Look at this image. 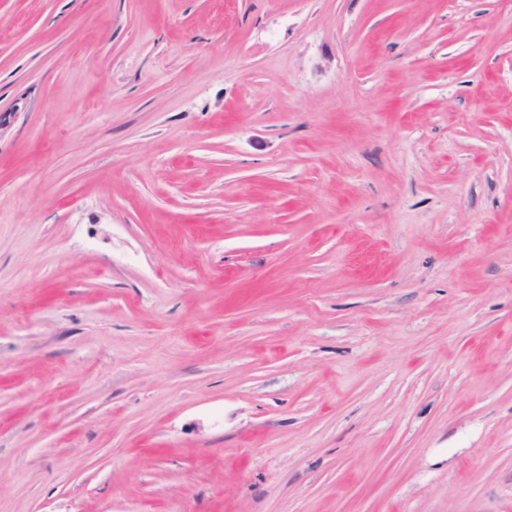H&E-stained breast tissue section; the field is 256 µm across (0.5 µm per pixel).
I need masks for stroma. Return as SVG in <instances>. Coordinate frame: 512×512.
<instances>
[{
  "mask_svg": "<svg viewBox=\"0 0 512 512\" xmlns=\"http://www.w3.org/2000/svg\"><path fill=\"white\" fill-rule=\"evenodd\" d=\"M0 512H512V0H0Z\"/></svg>",
  "mask_w": 512,
  "mask_h": 512,
  "instance_id": "stroma-1",
  "label": "stroma"
}]
</instances>
